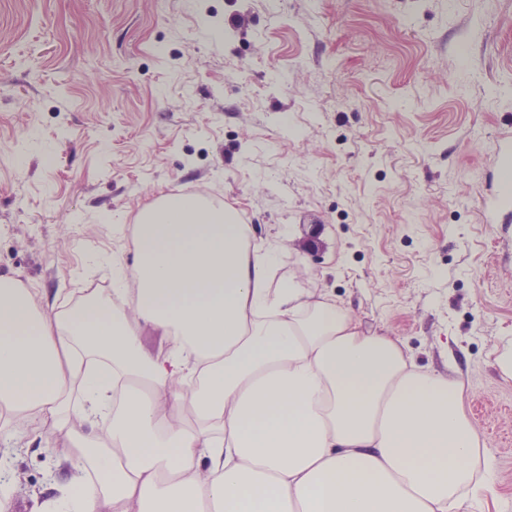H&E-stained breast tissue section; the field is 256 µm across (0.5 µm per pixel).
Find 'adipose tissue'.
<instances>
[{
  "instance_id": "obj_1",
  "label": "adipose tissue",
  "mask_w": 512,
  "mask_h": 512,
  "mask_svg": "<svg viewBox=\"0 0 512 512\" xmlns=\"http://www.w3.org/2000/svg\"><path fill=\"white\" fill-rule=\"evenodd\" d=\"M248 233L198 195L146 204L118 313L45 309L0 273V512L33 445L67 472L39 512H462L493 493L465 384L330 293L270 290L278 255ZM142 326L168 347L145 352Z\"/></svg>"
}]
</instances>
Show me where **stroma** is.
<instances>
[{
  "label": "stroma",
  "instance_id": "stroma-1",
  "mask_svg": "<svg viewBox=\"0 0 512 512\" xmlns=\"http://www.w3.org/2000/svg\"><path fill=\"white\" fill-rule=\"evenodd\" d=\"M512 0H0V272L109 294L162 195L463 380L512 512ZM15 512L57 460L18 452Z\"/></svg>",
  "mask_w": 512,
  "mask_h": 512
}]
</instances>
